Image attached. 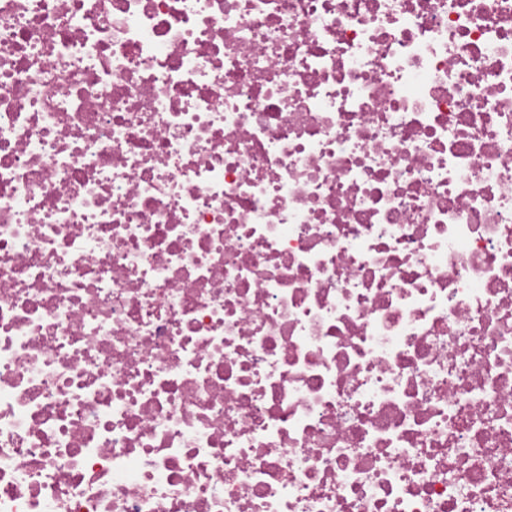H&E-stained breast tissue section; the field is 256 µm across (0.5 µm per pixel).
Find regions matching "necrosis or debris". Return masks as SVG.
Segmentation results:
<instances>
[{"instance_id": "obj_1", "label": "necrosis or debris", "mask_w": 512, "mask_h": 512, "mask_svg": "<svg viewBox=\"0 0 512 512\" xmlns=\"http://www.w3.org/2000/svg\"><path fill=\"white\" fill-rule=\"evenodd\" d=\"M0 512H512V0H0Z\"/></svg>"}]
</instances>
